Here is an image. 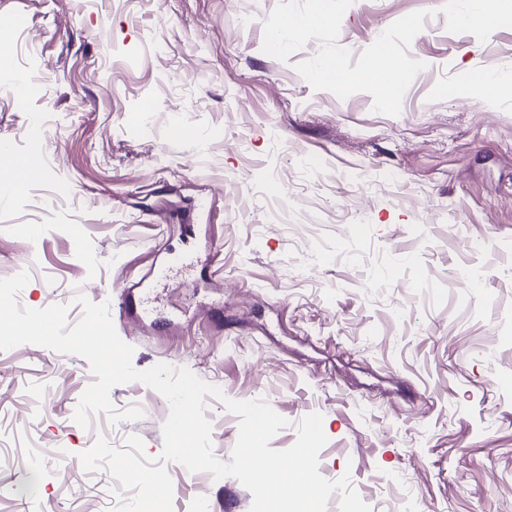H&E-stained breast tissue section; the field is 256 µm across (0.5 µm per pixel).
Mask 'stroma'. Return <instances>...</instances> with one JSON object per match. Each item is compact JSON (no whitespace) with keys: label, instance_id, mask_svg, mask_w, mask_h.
Segmentation results:
<instances>
[{"label":"stroma","instance_id":"obj_1","mask_svg":"<svg viewBox=\"0 0 512 512\" xmlns=\"http://www.w3.org/2000/svg\"><path fill=\"white\" fill-rule=\"evenodd\" d=\"M277 3L0 0V82L31 76L0 92V169L20 153L41 163L37 201L0 204V278L31 266L20 302L67 305L72 324L76 291L108 302L136 370L185 367L228 398H271L290 422L271 448L322 413L319 470L350 474L371 512H512V95L470 81L512 72V28L482 41L447 31L443 0H354L338 44L355 57L373 32L431 14L408 51L425 67L391 116L301 78L316 41L265 54ZM44 113L45 133L24 139ZM146 113L156 138L137 131ZM466 266L484 273L461 288ZM92 380L76 355L0 351V512H115L108 471L62 480L56 443L75 455L136 435L161 455L166 400L143 383L110 391L141 420L73 422ZM208 409L229 461L238 421ZM167 470L173 512L202 495L212 512L250 510L236 478Z\"/></svg>","mask_w":512,"mask_h":512}]
</instances>
